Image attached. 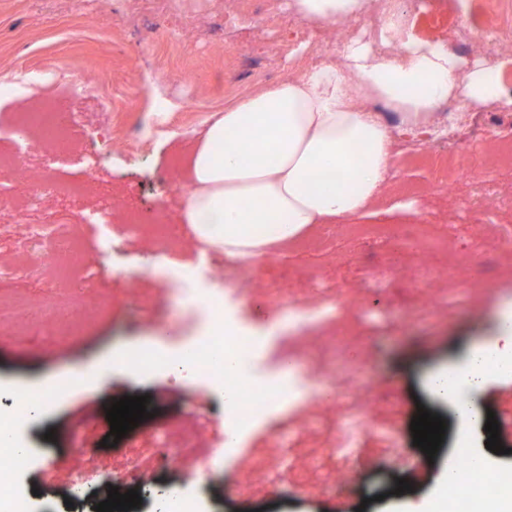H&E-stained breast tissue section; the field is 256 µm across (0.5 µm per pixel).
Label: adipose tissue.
<instances>
[{
  "label": "adipose tissue",
  "mask_w": 512,
  "mask_h": 512,
  "mask_svg": "<svg viewBox=\"0 0 512 512\" xmlns=\"http://www.w3.org/2000/svg\"><path fill=\"white\" fill-rule=\"evenodd\" d=\"M369 0H290L313 27L362 16ZM382 38L400 43L398 57L349 42L341 64L280 81L209 120L192 150L182 221L207 249L235 261L267 260L319 226L376 209L392 158V129L368 110L394 112L400 124L423 127L448 100L478 107L502 101L497 64L466 66L447 46L406 36L399 17ZM512 350V311L499 317L494 345L475 346L456 384L431 380L436 397L455 398L460 419L476 424L475 367L489 353Z\"/></svg>",
  "instance_id": "1"
}]
</instances>
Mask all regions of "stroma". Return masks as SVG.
<instances>
[{
    "mask_svg": "<svg viewBox=\"0 0 512 512\" xmlns=\"http://www.w3.org/2000/svg\"><path fill=\"white\" fill-rule=\"evenodd\" d=\"M289 0H236L242 16L224 23V0H205L194 19L195 35L179 43L169 33L180 25L192 0H0V80L23 68L53 66L67 80L97 82L96 98L54 95L58 111L76 115L78 142L64 151L67 178H80L82 145L112 131V150L94 175L125 206L163 224L180 221L188 187L187 150L202 137L207 120L249 94L286 77L339 62L336 49L298 42L300 20ZM396 10L420 41L440 42L463 54L455 20L459 0H397ZM167 103L166 128L148 129L155 102ZM512 125V105L471 111L453 137L434 136L433 150L454 155L460 169L452 184L441 183L422 163L393 156L384 214L376 221L390 235H352L363 216L344 219L345 235L316 248L306 238L285 256L242 265L201 250L189 233L179 240L146 242L123 232L120 218L89 224L78 257L86 268L110 266L94 288L107 302L103 315L65 347L48 337L0 345V397L20 388L60 380L76 369L95 377L69 396L49 401L34 419L16 421L17 443L30 448V467L19 476L21 490L33 492V512L53 503L60 512H93V499L66 505L75 476L95 483L111 471L130 443L152 445L156 430L177 431L195 419L205 447L224 442L228 403L224 395L191 374L167 368L139 371L113 365L128 348L182 349L198 336L203 311L178 303L165 266L223 274L236 295V319L267 342L254 362L263 378L279 375L283 355L322 368L338 397L334 406L281 409L247 437L243 455L223 475L199 484L194 458L146 470L137 490L155 488L200 494L209 512H419L437 500L459 439L487 469L512 468V371L483 380L475 400L480 414L494 412L501 426L503 454L485 446L484 424L462 426L454 400L430 389L442 370H460L480 340H493L497 315L512 303V246L503 230L512 227V167H491L494 137ZM429 225L444 248L430 251L404 242L412 225ZM288 292L280 304L276 292ZM335 301L332 316L306 337L288 334V313ZM149 396L152 415L114 447L103 444L102 426L113 402ZM425 407L446 422L435 458L414 446L411 421ZM368 414L393 428L396 446L373 434L360 438L350 456L333 451L337 430L352 415ZM287 433L288 475L269 480L253 494L238 487L240 465L249 454L271 447ZM309 491H297V477ZM405 479L411 492L383 497L388 482Z\"/></svg>",
    "mask_w": 512,
    "mask_h": 512,
    "instance_id": "obj_1",
    "label": "stroma"
}]
</instances>
